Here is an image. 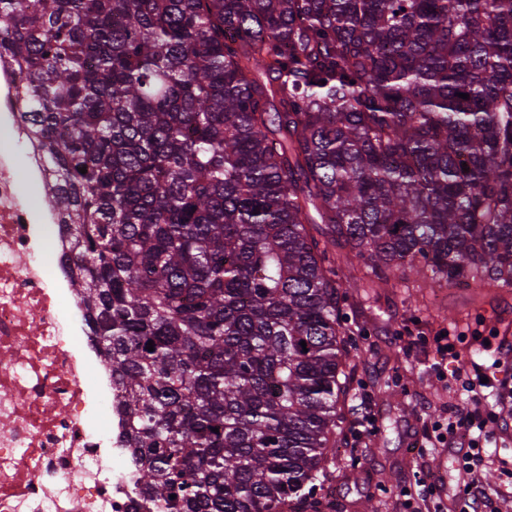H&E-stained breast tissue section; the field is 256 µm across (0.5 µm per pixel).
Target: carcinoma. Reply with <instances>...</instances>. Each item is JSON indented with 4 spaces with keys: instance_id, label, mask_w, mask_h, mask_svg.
Instances as JSON below:
<instances>
[{
    "instance_id": "obj_1",
    "label": "carcinoma",
    "mask_w": 512,
    "mask_h": 512,
    "mask_svg": "<svg viewBox=\"0 0 512 512\" xmlns=\"http://www.w3.org/2000/svg\"><path fill=\"white\" fill-rule=\"evenodd\" d=\"M2 55L133 512L311 506L351 391L336 251L371 288L512 286V0H0Z\"/></svg>"
}]
</instances>
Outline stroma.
Here are the masks:
<instances>
[{"instance_id":"35a3bbf8","label":"stroma","mask_w":512,"mask_h":512,"mask_svg":"<svg viewBox=\"0 0 512 512\" xmlns=\"http://www.w3.org/2000/svg\"><path fill=\"white\" fill-rule=\"evenodd\" d=\"M360 267L355 259L336 264L355 412L341 452L327 464L322 494L333 512H367L371 505L377 512H413L419 485L432 472L440 484L430 507L453 512L457 463L434 440L473 404L451 375H439L434 338L451 332L463 364L491 368L493 347L512 348V288L491 282L448 288L396 271L387 287L368 294L353 285ZM483 338L491 351L482 350ZM387 380L396 381L395 396L381 394ZM493 410L497 423L483 446L496 461L484 480L499 494L487 512H512V400Z\"/></svg>"}]
</instances>
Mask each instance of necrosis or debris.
<instances>
[{"mask_svg":"<svg viewBox=\"0 0 512 512\" xmlns=\"http://www.w3.org/2000/svg\"><path fill=\"white\" fill-rule=\"evenodd\" d=\"M0 103V512H130L136 472L72 288L56 183L17 104Z\"/></svg>","mask_w":512,"mask_h":512,"instance_id":"necrosis-or-debris-1","label":"necrosis or debris"}]
</instances>
